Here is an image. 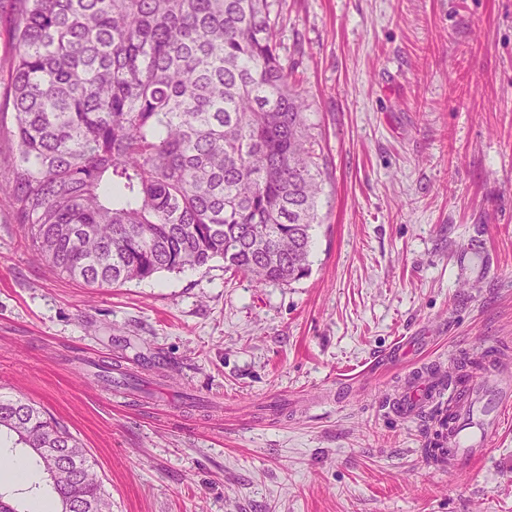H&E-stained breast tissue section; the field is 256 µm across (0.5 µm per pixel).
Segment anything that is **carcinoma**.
I'll return each instance as SVG.
<instances>
[{
    "label": "carcinoma",
    "instance_id": "1",
    "mask_svg": "<svg viewBox=\"0 0 512 512\" xmlns=\"http://www.w3.org/2000/svg\"><path fill=\"white\" fill-rule=\"evenodd\" d=\"M0 196L29 249L89 288L209 267L307 275L326 168L273 0H11ZM105 386L121 367L105 360ZM56 512H112L76 437L0 395Z\"/></svg>",
    "mask_w": 512,
    "mask_h": 512
}]
</instances>
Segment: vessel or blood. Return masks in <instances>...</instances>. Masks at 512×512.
<instances>
[{
	"label": "vessel or blood",
	"instance_id": "vessel-or-blood-1",
	"mask_svg": "<svg viewBox=\"0 0 512 512\" xmlns=\"http://www.w3.org/2000/svg\"><path fill=\"white\" fill-rule=\"evenodd\" d=\"M503 378L492 367L474 379L446 384L437 370L424 364L408 372L388 408L394 416L413 418L443 405L447 444L438 449L437 462L452 472L467 471L486 458L503 431V408L512 403L502 393Z\"/></svg>",
	"mask_w": 512,
	"mask_h": 512
}]
</instances>
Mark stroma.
<instances>
[{"label":"stroma","instance_id":"35a3bbf8","mask_svg":"<svg viewBox=\"0 0 512 512\" xmlns=\"http://www.w3.org/2000/svg\"><path fill=\"white\" fill-rule=\"evenodd\" d=\"M329 176L308 276L224 269L89 289L0 198V394L87 449L112 512H512V426L429 464L439 410H387L422 338L512 366V0H277ZM136 387H106L92 364Z\"/></svg>","mask_w":512,"mask_h":512}]
</instances>
